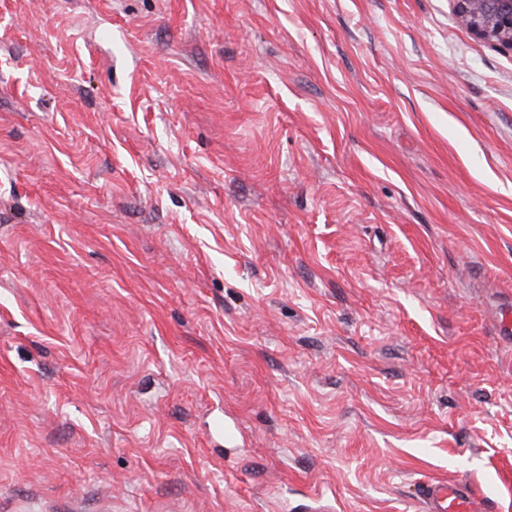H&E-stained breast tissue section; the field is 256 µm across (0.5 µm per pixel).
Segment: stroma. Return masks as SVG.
<instances>
[{"label": "stroma", "instance_id": "35a3bbf8", "mask_svg": "<svg viewBox=\"0 0 512 512\" xmlns=\"http://www.w3.org/2000/svg\"><path fill=\"white\" fill-rule=\"evenodd\" d=\"M511 307L453 0H0V512H512ZM426 512H482L481 502L466 481H433L423 490Z\"/></svg>", "mask_w": 512, "mask_h": 512}]
</instances>
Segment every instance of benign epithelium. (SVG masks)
I'll list each match as a JSON object with an SVG mask.
<instances>
[{"label":"benign epithelium","mask_w":512,"mask_h":512,"mask_svg":"<svg viewBox=\"0 0 512 512\" xmlns=\"http://www.w3.org/2000/svg\"><path fill=\"white\" fill-rule=\"evenodd\" d=\"M459 18L479 38L512 51V0H454Z\"/></svg>","instance_id":"7a95c632"}]
</instances>
